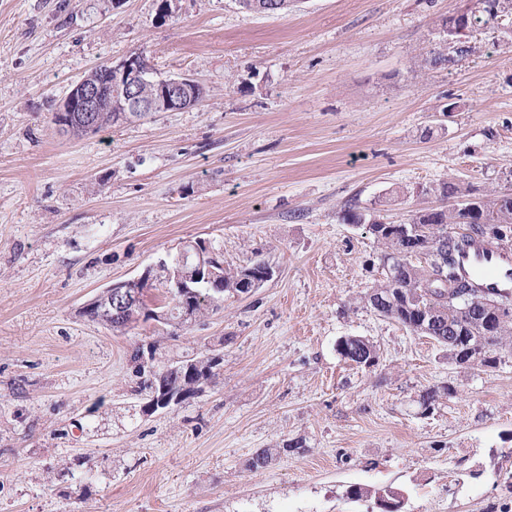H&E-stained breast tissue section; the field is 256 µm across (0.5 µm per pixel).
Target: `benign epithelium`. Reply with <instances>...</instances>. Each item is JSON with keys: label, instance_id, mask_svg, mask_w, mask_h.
I'll return each instance as SVG.
<instances>
[{"label": "benign epithelium", "instance_id": "1", "mask_svg": "<svg viewBox=\"0 0 512 512\" xmlns=\"http://www.w3.org/2000/svg\"><path fill=\"white\" fill-rule=\"evenodd\" d=\"M482 9L477 0L459 12L451 15L452 22L448 28L454 32H465L474 27L473 16ZM112 97L102 95L100 85L88 78H83L72 86L67 96L59 104L58 111L76 112V119L88 129L94 128V113L111 112L112 100H117L121 108L120 119L132 121L140 119L151 112H178L197 104V97L204 88L197 81L185 77H160L149 63L146 56L132 54L111 67ZM391 237L397 243L393 252L395 260L410 265L416 246V229L409 224H394L389 227ZM221 255L211 243L205 240L189 241L177 247L176 252L147 266L137 277L113 283L97 293L86 305L88 309L107 312L116 319L127 316L135 321L144 312L141 306L143 295L153 287L152 271L162 267L169 269V278L173 279V288L184 293L195 292L198 281L205 280L211 284L210 297L215 298L224 293L219 282L214 280L213 266L219 264ZM272 276L271 268L258 278L243 276L239 278V296H248ZM173 369L167 368L156 375L159 391L163 394L160 401L152 403L150 410L167 409L180 404L183 394L168 392L167 377ZM406 496L401 491H394L389 498L377 501V507L383 512H404Z\"/></svg>", "mask_w": 512, "mask_h": 512}]
</instances>
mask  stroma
I'll return each mask as SVG.
<instances>
[{"label": "stroma", "instance_id": "35a3bbf8", "mask_svg": "<svg viewBox=\"0 0 512 512\" xmlns=\"http://www.w3.org/2000/svg\"><path fill=\"white\" fill-rule=\"evenodd\" d=\"M467 2L0 0V512H377L353 485L404 491L406 512H512V352L461 367L377 315L379 246L346 220L407 222L449 179L512 190V15L454 70L424 65ZM139 52L202 102L62 133L72 85ZM196 239L274 273L184 332L84 316ZM344 336L377 364L345 362ZM150 344L221 357L216 382L142 414L131 354ZM336 351L346 362L355 363L357 366H364L367 362L374 365L378 357L376 346L360 336L342 337L336 344ZM371 365L366 368L372 367ZM302 447V442L296 441L289 442L282 448H261L251 457L249 461V468L256 471L265 469L273 461L275 456H279L282 453H288Z\"/></svg>", "mask_w": 512, "mask_h": 512}]
</instances>
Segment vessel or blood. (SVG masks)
<instances>
[{
	"mask_svg": "<svg viewBox=\"0 0 512 512\" xmlns=\"http://www.w3.org/2000/svg\"><path fill=\"white\" fill-rule=\"evenodd\" d=\"M460 271L473 278L478 293H512V248L476 242L462 256Z\"/></svg>",
	"mask_w": 512,
	"mask_h": 512,
	"instance_id": "b4317fda",
	"label": "vessel or blood"
}]
</instances>
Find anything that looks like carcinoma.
Returning <instances> with one entry per match:
<instances>
[{"label":"carcinoma","instance_id":"obj_1","mask_svg":"<svg viewBox=\"0 0 512 512\" xmlns=\"http://www.w3.org/2000/svg\"><path fill=\"white\" fill-rule=\"evenodd\" d=\"M467 55L454 49L444 42L431 52L426 59L430 68L452 69ZM96 129L88 131L76 124L72 135L82 137L90 133H99L112 126V113L99 112ZM426 192L437 194L442 200L451 201L459 196L475 197L478 200V215L473 218V225L461 232H450L448 227L460 223L463 215L455 212L448 205L440 207L434 214V220L426 221L421 211L413 214L409 223L426 230L418 239L419 257L423 264L405 269L396 263L392 273L381 271L378 280L367 293V297L381 295L389 299L388 306L377 315L395 321L407 329L417 325L419 315L416 307L420 304L431 305L438 309V324L445 327L446 323L456 325L465 330V340L452 342L446 336L434 337L435 342L448 350V360L453 363L465 361L469 366L493 368L499 361V354L505 348L512 349V317L498 324L495 333H488L484 319L486 312L468 307L463 297H475V291L458 271L457 260L472 243L479 239L503 241L493 234L496 228L507 227L512 230V192L480 191L463 188L454 182L442 183L426 189ZM369 232L381 248L380 257H385L395 248V242L387 232L383 223L369 225ZM202 299L195 303L173 293L165 297L162 306L158 307L161 323L174 328H188L210 313L224 308V298L207 297V286L199 288ZM336 351L345 361L363 366L377 360L376 346L360 336H346L336 344ZM183 366V375L168 381L172 388L185 391L186 398L198 393L193 388L196 382L214 381L219 375L220 361L217 358L202 356L185 357L177 361ZM449 388L445 385L425 389L420 395L419 404L425 411L435 409L439 401L448 396ZM303 447L299 441L290 442L281 448H262L255 452L249 461V468L261 470L269 466L274 457Z\"/></svg>","mask_w":512,"mask_h":512}]
</instances>
